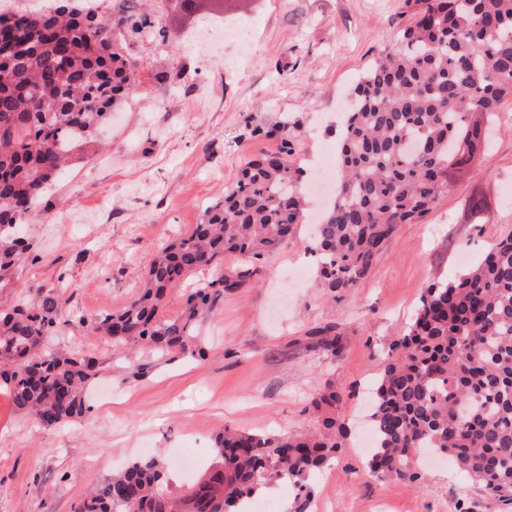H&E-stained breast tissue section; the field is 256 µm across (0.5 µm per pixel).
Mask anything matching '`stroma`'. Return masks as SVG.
<instances>
[{"mask_svg": "<svg viewBox=\"0 0 512 512\" xmlns=\"http://www.w3.org/2000/svg\"><path fill=\"white\" fill-rule=\"evenodd\" d=\"M421 7L422 0H238L224 22L246 25L250 42L233 61L190 49L180 0H150L165 38L132 45L130 92L26 219L31 248L19 284L0 290L1 308L17 303L23 284L63 290L69 323L49 348L100 366L85 416L50 429L18 411L0 382V512H74L92 483L139 458L161 460L172 489L184 493L220 468L214 439L224 427L295 434L328 417L346 436L336 462L310 480L314 512H372L381 499L392 512H502L449 460L428 464L419 491L371 476L359 438L369 426L367 392L424 288L463 273L461 253L478 262L512 233V98L488 146L452 171L435 210L399 226L353 294L323 295L301 224L202 315L198 354L174 353L133 378L121 348L91 330L138 292L159 242L200 223L245 160L279 149L282 121L300 124L292 160L311 191L315 165L337 157L355 86ZM477 190L487 207L473 217L467 202ZM242 267L227 254L194 272L169 293L163 316H174L200 281ZM183 452L197 460L186 474L176 466Z\"/></svg>", "mask_w": 512, "mask_h": 512, "instance_id": "1", "label": "stroma"}]
</instances>
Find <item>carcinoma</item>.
<instances>
[{
    "mask_svg": "<svg viewBox=\"0 0 512 512\" xmlns=\"http://www.w3.org/2000/svg\"><path fill=\"white\" fill-rule=\"evenodd\" d=\"M423 3L401 43L358 83L344 117L339 183L309 246L328 297L352 293L398 225L438 205L448 170L466 165L478 137L490 135L474 116L490 120L512 97V0ZM119 11L116 22L78 3L10 24L0 18V51L21 45L0 64V289L14 287L28 250L20 219L130 90L129 45L155 31V21L134 0H120ZM294 127L283 122L279 153L245 162L188 235L157 248L140 290L94 331L139 343L155 360L194 346L200 317L247 272L200 283L164 318L169 291L228 253L260 259L304 221L302 170L288 162ZM20 296L0 309V380L15 407L43 426L69 423L88 409L98 363L46 350L67 323L61 295ZM370 418L376 443L366 466L375 477L423 488L416 458L430 449L512 507V234L477 266L426 288L384 354ZM343 436L333 418L296 436L226 429L215 439L222 469L186 495L172 494L158 460L134 461L93 486L75 512H248L260 488L282 479L298 490L294 512H313L310 477L336 458Z\"/></svg>",
    "mask_w": 512,
    "mask_h": 512,
    "instance_id": "cac0c4a2",
    "label": "carcinoma"
}]
</instances>
